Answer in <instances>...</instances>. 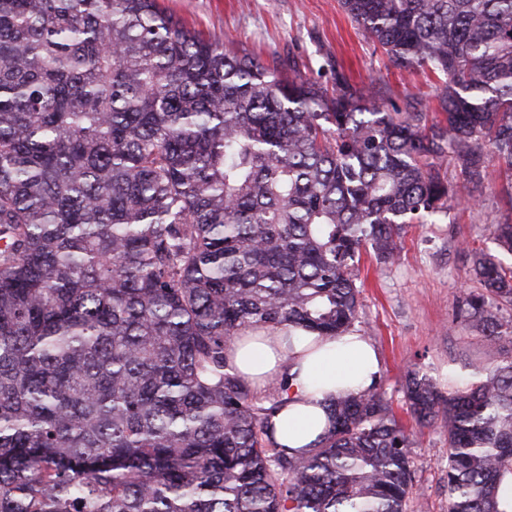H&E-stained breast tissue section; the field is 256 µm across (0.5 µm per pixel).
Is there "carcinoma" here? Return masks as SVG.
Masks as SVG:
<instances>
[{
    "label": "carcinoma",
    "mask_w": 512,
    "mask_h": 512,
    "mask_svg": "<svg viewBox=\"0 0 512 512\" xmlns=\"http://www.w3.org/2000/svg\"><path fill=\"white\" fill-rule=\"evenodd\" d=\"M444 124L334 71L333 91L202 38L157 0H0V512H406L414 462L379 383L291 454L227 363L250 327L357 319L362 252L489 178L512 186V0H339ZM453 158L461 184L448 182ZM474 249L465 321L512 306V218ZM407 411L448 437V512H506L512 357Z\"/></svg>",
    "instance_id": "cac0c4a2"
}]
</instances>
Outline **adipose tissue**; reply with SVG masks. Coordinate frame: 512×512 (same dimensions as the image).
<instances>
[{"label": "adipose tissue", "mask_w": 512, "mask_h": 512, "mask_svg": "<svg viewBox=\"0 0 512 512\" xmlns=\"http://www.w3.org/2000/svg\"><path fill=\"white\" fill-rule=\"evenodd\" d=\"M226 358L253 388L289 375L288 400L274 415L276 442L293 452L317 447L330 428L337 392H360L380 377V359L367 337L349 332L334 340H286L275 328L248 329L234 338Z\"/></svg>", "instance_id": "ef3b65f1"}]
</instances>
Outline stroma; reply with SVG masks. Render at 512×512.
<instances>
[{
  "mask_svg": "<svg viewBox=\"0 0 512 512\" xmlns=\"http://www.w3.org/2000/svg\"><path fill=\"white\" fill-rule=\"evenodd\" d=\"M187 29L234 42L262 59L290 54L303 77L331 84L326 61L338 62L351 82L380 84L389 99L406 95L434 100L438 77L394 67L381 48L364 37L337 0H159ZM448 212L407 227L399 257L391 264L362 257L358 318L352 329L367 336L381 362L380 382L397 417L411 435L415 482L407 512H448V440L437 427L420 428L407 412L402 385L418 369L444 382L450 362L465 358L490 367L512 357V334L487 342L468 328L462 301L479 289L470 260L475 248L493 249L492 224L512 215L506 183L493 177L470 188Z\"/></svg>",
  "mask_w": 512,
  "mask_h": 512,
  "instance_id": "1",
  "label": "stroma"
}]
</instances>
